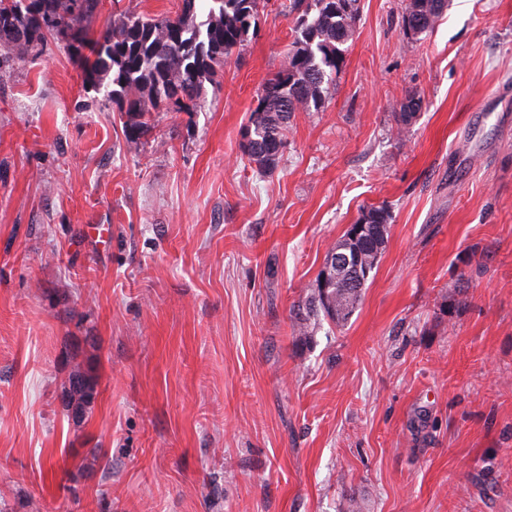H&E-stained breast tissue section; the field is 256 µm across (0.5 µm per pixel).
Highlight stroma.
Here are the masks:
<instances>
[{"mask_svg": "<svg viewBox=\"0 0 512 512\" xmlns=\"http://www.w3.org/2000/svg\"><path fill=\"white\" fill-rule=\"evenodd\" d=\"M292 29L261 13L137 152L64 43L0 57V512H512V0H449L419 35L361 0L263 172L240 145ZM372 206L359 306L297 344ZM388 214L384 208L371 207L362 211L360 222L367 224V240L365 243L353 241L348 237V232L354 237H359L364 232V224H350L348 232L339 239L328 252L329 256L336 254H348L356 260L352 264L359 267L354 269L356 277L352 276L350 268L336 270V266L343 263L340 257H330L324 264L320 275L321 288H313L310 296L304 304L297 305L293 309V329L299 340L306 341L310 336L309 328L315 325L316 317L323 313L336 324H343L357 308L362 290L368 279L369 273L376 267L388 236ZM359 222V223H360ZM336 273V281L333 288H329ZM322 288H328L323 291ZM95 383L91 376L79 369L73 371L68 378V387H64L66 404L75 414H80L90 403L94 394Z\"/></svg>", "mask_w": 512, "mask_h": 512, "instance_id": "35a3bbf8", "label": "stroma"}]
</instances>
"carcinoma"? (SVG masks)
Returning <instances> with one entry per match:
<instances>
[{"label": "carcinoma", "mask_w": 512, "mask_h": 512, "mask_svg": "<svg viewBox=\"0 0 512 512\" xmlns=\"http://www.w3.org/2000/svg\"><path fill=\"white\" fill-rule=\"evenodd\" d=\"M101 0H0V27L14 25L16 34L0 32V54L20 61L40 54L47 37L65 43L82 71L88 89L110 87L112 111L125 117L126 144L137 149L148 132L146 115L160 107L194 112L207 84L223 76L224 64L249 41V19H257L265 0H179L173 15L148 16L116 9L102 28L91 19ZM289 0L295 14L294 38L284 67L270 79L250 113V138L243 153L258 167L275 166L288 125L299 111L321 106L324 83L344 64V45L352 39L359 0ZM448 9V0H404L413 12L416 30L434 27ZM367 225L364 243L343 236L330 254H348L358 272L336 271L333 287L314 288L293 309V329L301 340L319 314L337 324L357 308L369 273L376 267L388 236V214L381 207L362 211ZM95 383L80 370L68 378L67 406L80 414L90 403Z\"/></svg>", "instance_id": "cac0c4a2"}]
</instances>
